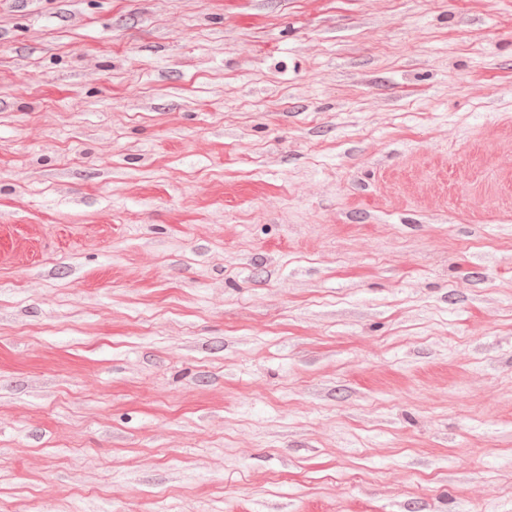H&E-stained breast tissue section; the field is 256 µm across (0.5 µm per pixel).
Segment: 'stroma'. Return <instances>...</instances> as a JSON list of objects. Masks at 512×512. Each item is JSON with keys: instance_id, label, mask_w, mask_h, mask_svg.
<instances>
[{"instance_id": "stroma-1", "label": "stroma", "mask_w": 512, "mask_h": 512, "mask_svg": "<svg viewBox=\"0 0 512 512\" xmlns=\"http://www.w3.org/2000/svg\"><path fill=\"white\" fill-rule=\"evenodd\" d=\"M0 512H512V0H0Z\"/></svg>"}]
</instances>
